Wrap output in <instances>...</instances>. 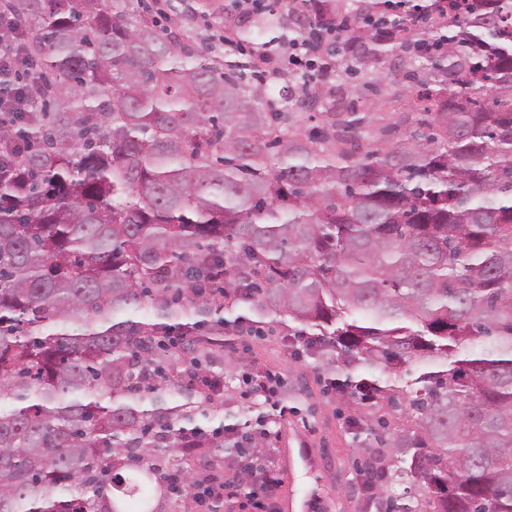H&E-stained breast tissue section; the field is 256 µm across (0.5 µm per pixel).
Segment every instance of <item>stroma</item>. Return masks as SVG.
Masks as SVG:
<instances>
[{
	"label": "stroma",
	"instance_id": "stroma-1",
	"mask_svg": "<svg viewBox=\"0 0 512 512\" xmlns=\"http://www.w3.org/2000/svg\"><path fill=\"white\" fill-rule=\"evenodd\" d=\"M237 12L233 0H183L159 24L180 34L220 37L225 16ZM394 63L386 58L355 79H342L341 86L381 83L387 95L383 115L395 121L405 110L407 81L395 72ZM281 332L272 321L261 335L236 339L239 368L267 369L282 380L280 396L289 412L279 431L277 457L284 478L279 496L291 501V512H358L362 495L355 464L369 451L354 446L347 432V407L321 392L315 363L292 358L280 343Z\"/></svg>",
	"mask_w": 512,
	"mask_h": 512
}]
</instances>
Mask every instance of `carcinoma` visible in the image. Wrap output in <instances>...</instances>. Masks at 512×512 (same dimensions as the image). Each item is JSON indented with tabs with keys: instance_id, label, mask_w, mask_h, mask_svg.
<instances>
[{
	"instance_id": "1",
	"label": "carcinoma",
	"mask_w": 512,
	"mask_h": 512,
	"mask_svg": "<svg viewBox=\"0 0 512 512\" xmlns=\"http://www.w3.org/2000/svg\"><path fill=\"white\" fill-rule=\"evenodd\" d=\"M342 2L243 12L222 56L132 0L0 3V48L28 33L39 82L0 126V512H185L168 472L261 448L198 424L224 391L161 394L159 339L180 330L212 376L236 308L288 320L375 441L366 512H512V0H427L432 25L390 40L395 3ZM346 20L302 98L261 69ZM394 52L416 118L398 137L380 85L358 105L331 80Z\"/></svg>"
}]
</instances>
